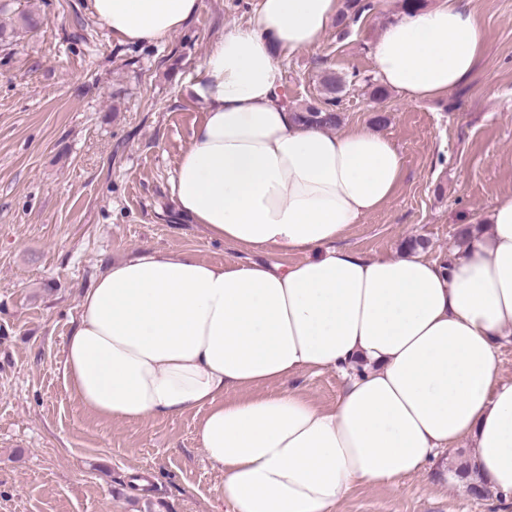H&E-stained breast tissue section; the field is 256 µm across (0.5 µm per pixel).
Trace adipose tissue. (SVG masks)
<instances>
[{"label":"adipose tissue","instance_id":"1","mask_svg":"<svg viewBox=\"0 0 512 512\" xmlns=\"http://www.w3.org/2000/svg\"><path fill=\"white\" fill-rule=\"evenodd\" d=\"M119 42L161 44L199 0H90ZM340 0H257L255 20L209 46L188 90L203 106L172 179L175 209L210 239L296 262L208 263L149 250L109 264L64 342L82 409L140 423L204 410L197 437L224 474L228 512H336L353 486L399 485L469 442L466 481L512 504V195L448 266L420 249L342 247L385 206L402 157L383 133L333 132L283 101L282 60L316 48ZM484 49L459 0L405 14L372 51L375 79L409 102L441 100ZM347 378L328 408L288 387L303 371ZM240 390L228 398L230 390Z\"/></svg>","mask_w":512,"mask_h":512}]
</instances>
